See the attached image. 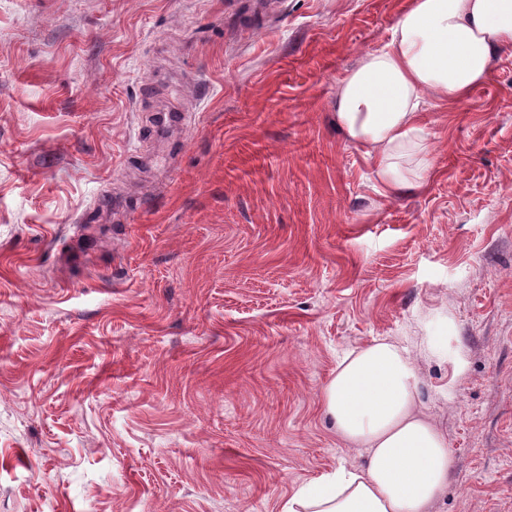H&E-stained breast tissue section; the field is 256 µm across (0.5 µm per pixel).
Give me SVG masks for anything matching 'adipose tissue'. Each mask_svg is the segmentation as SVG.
Instances as JSON below:
<instances>
[{
  "label": "adipose tissue",
  "mask_w": 512,
  "mask_h": 512,
  "mask_svg": "<svg viewBox=\"0 0 512 512\" xmlns=\"http://www.w3.org/2000/svg\"><path fill=\"white\" fill-rule=\"evenodd\" d=\"M512 47V0H409L389 39L336 85V123L370 162L378 195L425 185L432 168L421 100L454 105L488 81ZM419 376L407 350L376 340L347 353L324 387V408L361 466L301 487L283 512H430L453 459L418 410Z\"/></svg>",
  "instance_id": "1"
}]
</instances>
